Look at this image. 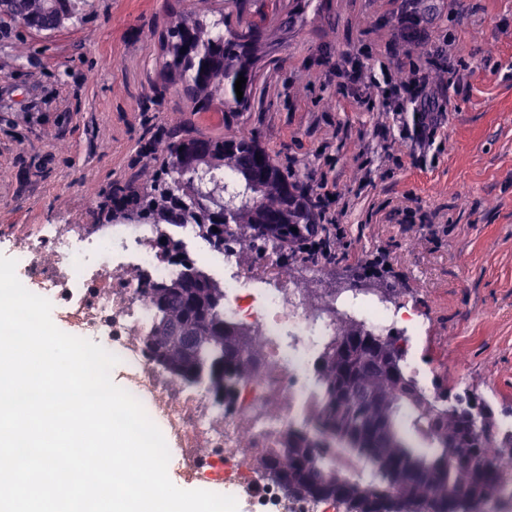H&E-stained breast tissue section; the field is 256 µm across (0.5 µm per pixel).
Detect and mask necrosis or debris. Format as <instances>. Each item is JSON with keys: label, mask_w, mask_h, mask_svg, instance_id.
Returning a JSON list of instances; mask_svg holds the SVG:
<instances>
[{"label": "necrosis or debris", "mask_w": 512, "mask_h": 512, "mask_svg": "<svg viewBox=\"0 0 512 512\" xmlns=\"http://www.w3.org/2000/svg\"><path fill=\"white\" fill-rule=\"evenodd\" d=\"M175 236L196 269L224 290V316L262 345L252 374L232 401L217 407L207 388L179 384L148 360L142 340L152 323L148 290L183 266L156 248ZM201 231L157 224H102L83 233L69 224H32L10 237L16 275L47 298L58 321L85 339L122 352L130 392L149 399L191 481L220 475L250 498L253 512H342L340 504L289 498L264 476L263 461L280 447L313 397L314 364L341 328L357 323L381 335L410 314L359 288L324 287L322 266L305 265L304 281L275 258L245 249L196 247Z\"/></svg>", "instance_id": "1"}]
</instances>
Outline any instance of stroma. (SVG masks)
<instances>
[{"mask_svg":"<svg viewBox=\"0 0 512 512\" xmlns=\"http://www.w3.org/2000/svg\"><path fill=\"white\" fill-rule=\"evenodd\" d=\"M194 0H78L50 34L0 40V238L20 224H105L138 182L155 132H254L293 182H335L331 285L377 265L421 316L408 341L420 387L470 391L512 420V0H280L273 61L221 125L161 70L172 14ZM417 38H410L409 29ZM426 90L441 120L412 134Z\"/></svg>","mask_w":512,"mask_h":512,"instance_id":"35a3bbf8","label":"stroma"}]
</instances>
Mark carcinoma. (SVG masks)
Masks as SVG:
<instances>
[{
    "instance_id": "1",
    "label": "carcinoma",
    "mask_w": 512,
    "mask_h": 512,
    "mask_svg": "<svg viewBox=\"0 0 512 512\" xmlns=\"http://www.w3.org/2000/svg\"><path fill=\"white\" fill-rule=\"evenodd\" d=\"M207 2L198 0V11L171 17L166 28L171 59L164 71L169 81L186 83L198 112L216 100L233 109L255 95L266 20L261 8L245 11L249 0H228L237 9L236 23L223 16L207 23L200 19ZM72 15V0H0V35L54 31ZM188 31L202 35L200 51L192 55L180 53ZM241 75L246 84L239 100L235 82ZM165 154L171 182L142 171L153 193L139 200L138 221L170 223L168 201L177 195L190 206L185 221L197 224L213 246L244 241L259 256L273 252L284 269L290 266L288 250L318 233L304 197L256 136L171 140ZM206 204L224 209L228 223L212 229ZM156 247L186 272L149 289L148 356L180 383L204 385L216 402L227 401L252 373L255 350L241 353L244 331L224 320V289L192 267L177 241L159 239ZM358 335L372 337L349 324L328 345L315 366L318 404L288 430L287 447L269 452L264 475L292 498L331 500L344 512H474L499 490L500 462L512 463V432L488 439L497 426L494 411L483 399L475 410L470 392L430 400L405 373L404 350L393 333L379 337L385 347L380 354L341 357L338 340ZM315 431L340 455L363 462L367 476L350 475L320 457Z\"/></svg>"
}]
</instances>
